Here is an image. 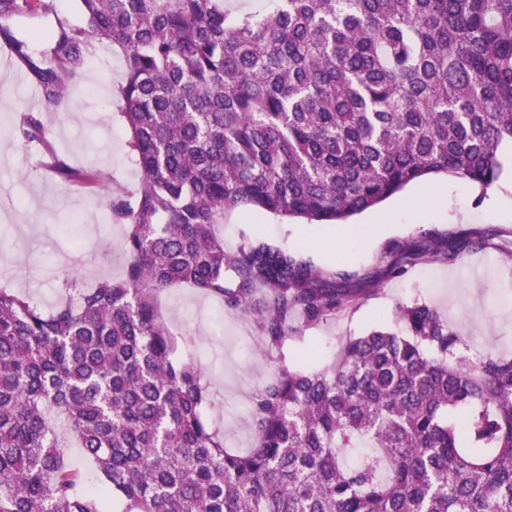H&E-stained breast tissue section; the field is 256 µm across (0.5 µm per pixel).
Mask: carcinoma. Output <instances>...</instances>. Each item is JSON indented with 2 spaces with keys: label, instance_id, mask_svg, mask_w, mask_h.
I'll return each instance as SVG.
<instances>
[{
  "label": "carcinoma",
  "instance_id": "obj_1",
  "mask_svg": "<svg viewBox=\"0 0 512 512\" xmlns=\"http://www.w3.org/2000/svg\"><path fill=\"white\" fill-rule=\"evenodd\" d=\"M0 0V19L54 16L44 39L0 28L53 108L95 45L124 58L121 116L142 174L111 195L123 274L77 280L49 312L0 288V512H512V358L471 362L426 303L349 337L320 369L288 362L297 329L365 292L265 240L224 249L227 211L308 224L369 210L446 174L484 190L512 151V0ZM24 139L51 150L40 117ZM64 183L110 181L58 155ZM459 230L397 244L393 274L489 247ZM188 286L256 320L275 375L255 394L244 453L204 416L211 387L157 299ZM367 444L358 467L343 451ZM82 450L94 486L63 449Z\"/></svg>",
  "mask_w": 512,
  "mask_h": 512
}]
</instances>
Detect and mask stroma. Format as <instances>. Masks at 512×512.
I'll return each mask as SVG.
<instances>
[{
  "label": "stroma",
  "instance_id": "1",
  "mask_svg": "<svg viewBox=\"0 0 512 512\" xmlns=\"http://www.w3.org/2000/svg\"><path fill=\"white\" fill-rule=\"evenodd\" d=\"M123 74L120 51L93 52L84 79L69 88L67 105L51 112L45 103L30 104V75L17 81L0 71V187L13 201L0 216V286L30 296L46 311L64 299L65 280L90 287L123 269L124 227L102 204L108 191L130 195L141 180L121 117ZM28 111L41 115L51 152L15 134L17 116ZM53 153L76 170L108 172L111 185L62 183L50 165ZM462 228L492 233V247L467 253L454 265L430 260L402 276L389 274L399 258L396 244L427 234L445 238ZM249 238L287 247L327 273L346 268L366 290L336 321L302 328L301 339L289 342V349L305 351L306 364L329 365L347 337L394 325L397 305L414 301L440 312L459 333L464 356L477 349L512 358L511 165L487 190L447 175L409 184L343 230L260 210L226 213L225 249L235 251ZM158 305L175 336L193 337L188 352L219 393L207 411L209 422L223 430L228 450L251 448L255 438L245 407L276 369L262 351L258 327L188 287L168 290Z\"/></svg>",
  "mask_w": 512,
  "mask_h": 512
}]
</instances>
